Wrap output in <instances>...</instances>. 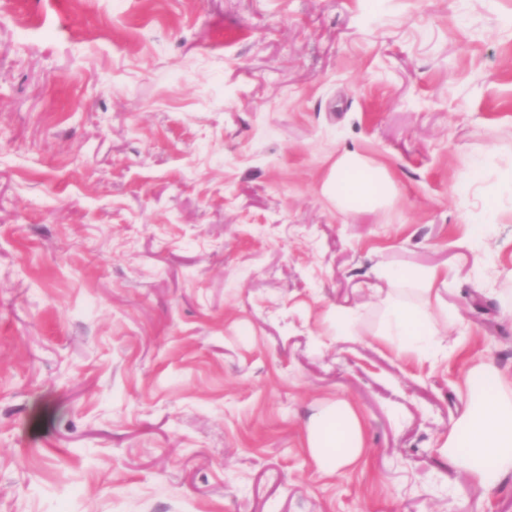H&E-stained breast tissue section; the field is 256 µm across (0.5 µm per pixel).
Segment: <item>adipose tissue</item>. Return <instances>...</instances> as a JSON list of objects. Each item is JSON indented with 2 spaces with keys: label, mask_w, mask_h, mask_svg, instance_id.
<instances>
[{
  "label": "adipose tissue",
  "mask_w": 512,
  "mask_h": 512,
  "mask_svg": "<svg viewBox=\"0 0 512 512\" xmlns=\"http://www.w3.org/2000/svg\"><path fill=\"white\" fill-rule=\"evenodd\" d=\"M393 190V182L382 169L353 152L337 158L325 183L326 193L347 211L378 207ZM439 277L435 269L389 272L394 285H417L421 299L414 306L395 296L387 302L382 334L398 352L420 354L436 344L439 331L430 307L433 285ZM507 382V377L489 365L469 378L466 408L442 446L449 465L466 472L486 495L512 474V398L504 391ZM307 448L330 472L354 462L362 451L361 426L355 412L340 401L329 406L310 425Z\"/></svg>",
  "instance_id": "obj_1"
}]
</instances>
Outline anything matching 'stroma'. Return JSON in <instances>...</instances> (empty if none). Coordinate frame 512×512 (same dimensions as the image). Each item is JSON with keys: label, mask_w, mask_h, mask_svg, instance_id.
<instances>
[{"label": "stroma", "mask_w": 512, "mask_h": 512, "mask_svg": "<svg viewBox=\"0 0 512 512\" xmlns=\"http://www.w3.org/2000/svg\"><path fill=\"white\" fill-rule=\"evenodd\" d=\"M509 180L512 0H0V512H512L440 451L512 375ZM431 268L397 352L384 273ZM393 190V182L382 169L353 152H345L336 159L325 183L326 193L347 211L378 207ZM441 275L436 269L425 272L399 269L388 273V278L394 285H418L420 288L414 290L422 298V302L414 306L402 303L397 295L388 299L381 336L398 352L420 354L437 343L439 330L429 308L432 305V287ZM307 448L329 472L354 462L362 451L361 426L355 412L340 401L329 406L310 425Z\"/></svg>", "instance_id": "35a3bbf8"}]
</instances>
